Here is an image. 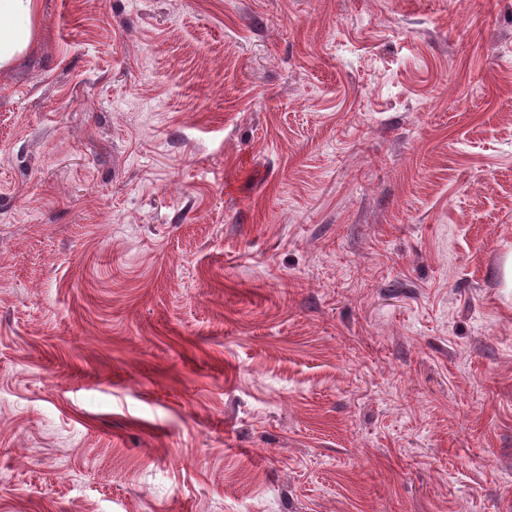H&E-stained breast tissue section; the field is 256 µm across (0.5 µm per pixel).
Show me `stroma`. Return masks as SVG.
I'll use <instances>...</instances> for the list:
<instances>
[{
  "label": "stroma",
  "instance_id": "stroma-1",
  "mask_svg": "<svg viewBox=\"0 0 512 512\" xmlns=\"http://www.w3.org/2000/svg\"><path fill=\"white\" fill-rule=\"evenodd\" d=\"M512 0H40L0 69V512H512Z\"/></svg>",
  "mask_w": 512,
  "mask_h": 512
}]
</instances>
